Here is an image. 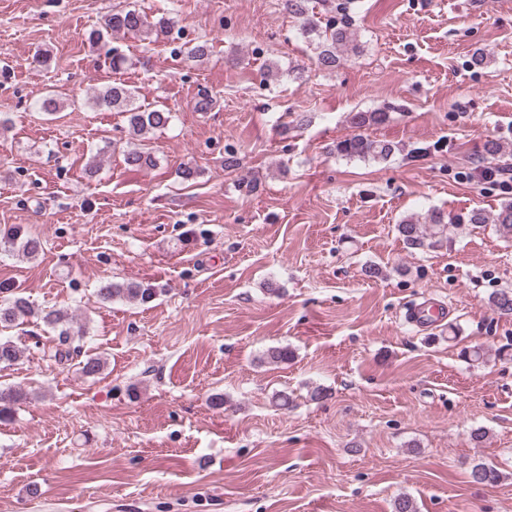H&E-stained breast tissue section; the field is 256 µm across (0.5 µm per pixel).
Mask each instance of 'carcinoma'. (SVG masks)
Returning a JSON list of instances; mask_svg holds the SVG:
<instances>
[{
    "instance_id": "cac0c4a2",
    "label": "carcinoma",
    "mask_w": 512,
    "mask_h": 512,
    "mask_svg": "<svg viewBox=\"0 0 512 512\" xmlns=\"http://www.w3.org/2000/svg\"><path fill=\"white\" fill-rule=\"evenodd\" d=\"M288 13L297 22V30L307 46L313 51L317 66L326 71H333L342 61L356 56L361 52L356 30L349 20L322 23L316 17L310 0H284ZM175 20L162 16L154 21L133 5L112 10L100 28L88 33V42L99 49L106 48L109 38L118 33L141 35L149 42L170 39ZM180 52L185 59L196 62L208 54L205 42L184 43ZM105 54L110 56L112 68L117 70L126 62V57L112 48H106ZM139 92L124 83L114 82L101 89L93 90L87 98L89 104L96 109H105L124 114L128 133L133 139L145 141L148 135L169 126L173 120L168 110H144L136 104ZM39 110L53 115L62 107L58 95L50 90L37 101ZM390 113L383 109L373 112H352L348 122L351 133L336 142V154L348 158L385 161L395 151V147L385 141L373 140L368 130L386 123ZM126 164L138 168H150L155 165L153 154L145 148H133L125 152ZM450 224H493L505 237L512 236V200L503 202L499 210L488 215L477 209L466 217L448 218L444 213L432 209L425 216L410 215L396 225V231L403 242L411 248L433 247L441 241V237ZM19 253L27 259H35L43 252L40 238L28 234L18 226L0 231V252ZM100 301L110 303L125 300L145 304L156 296V289L137 282L114 283L108 281L97 289ZM491 304L501 315H512V289H500L491 298ZM34 317L46 328L58 336L59 346L53 357L62 362L72 359L78 347L71 346L74 336L86 334L85 326L80 324L76 315L64 309L36 310L23 293L13 289L8 283L0 282V329L22 324L26 319ZM22 350L9 338H0V365L11 366L21 357ZM104 367L103 359L98 355H88L78 362V370L86 377H94ZM27 399V393L21 389H0V421L9 420L17 405ZM470 477L479 484L494 485L499 483L502 473L497 468L484 462L471 466Z\"/></svg>"
}]
</instances>
